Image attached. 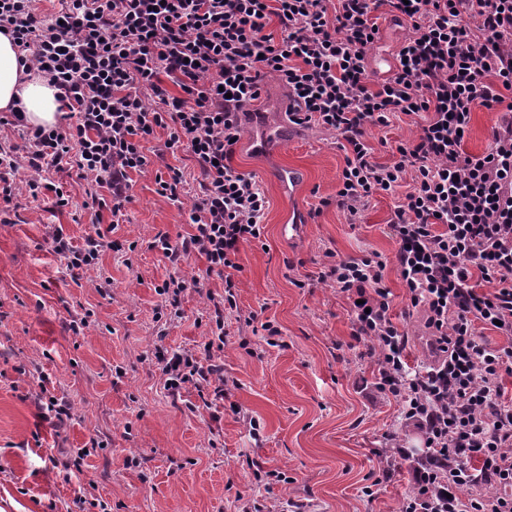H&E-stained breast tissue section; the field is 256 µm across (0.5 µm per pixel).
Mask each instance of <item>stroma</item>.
I'll list each match as a JSON object with an SVG mask.
<instances>
[{"label":"stroma","instance_id":"stroma-1","mask_svg":"<svg viewBox=\"0 0 512 512\" xmlns=\"http://www.w3.org/2000/svg\"><path fill=\"white\" fill-rule=\"evenodd\" d=\"M380 35L368 53L374 81L395 64L410 25L380 19ZM252 122L232 157L239 171L255 174L269 201L262 243L244 246L236 279L237 307L224 313V373L236 386L230 399L240 414L223 411L213 422L195 390L173 400L151 364L155 344L190 350L208 333L201 320L206 293L220 296L224 283L207 261L190 256L181 270L204 291L181 299L180 316L156 317L164 299L158 286L173 275L151 246L156 234L179 240L190 230L183 210L155 192L154 172L133 177L128 219L101 224L107 240L135 243L134 251L104 249L100 275L73 283L58 271L48 235L62 228L81 245L83 225L46 202L25 200L20 219L0 223V512H241L258 499L269 512H285L302 500L313 512H400L406 475L374 485L378 467L371 450L397 430L396 402L362 391L376 358L352 345L348 299L317 277L330 256L378 254L386 264L392 313L409 336L410 359L426 361L425 313L407 305L396 270L397 245L387 224L395 199L376 194L357 220L336 207L344 166L335 132L310 127L258 152L250 144ZM297 169L300 181L284 193L278 173ZM304 219L293 241L280 235L289 212ZM89 316L82 335L67 331L74 317ZM282 331L269 346L262 322ZM48 389L68 401L73 418L61 428L43 419L38 394ZM260 424L259 438L249 434ZM105 448L88 457L78 481L59 471L72 448L90 441ZM137 458L139 467H126ZM284 473L281 482L256 480V467ZM87 486L86 504L75 501ZM373 486V495L363 492Z\"/></svg>","mask_w":512,"mask_h":512}]
</instances>
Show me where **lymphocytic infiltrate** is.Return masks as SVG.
<instances>
[{
    "label": "lymphocytic infiltrate",
    "instance_id": "f902f5d3",
    "mask_svg": "<svg viewBox=\"0 0 512 512\" xmlns=\"http://www.w3.org/2000/svg\"><path fill=\"white\" fill-rule=\"evenodd\" d=\"M59 2L45 16L36 0H0V33L25 52L19 66L47 79L69 117L41 127L19 108L0 114L21 139L0 146V204L23 189L69 209L72 193L54 176L74 168L95 185L84 209H108L119 225L136 173L155 170L156 194L182 205L186 179L166 156H190L192 231L175 242L158 234L153 246L174 266L204 256L224 293L208 299L202 353L158 345L152 364L171 395L192 388L212 407L229 392L224 312L237 306L239 254L261 239L268 205L231 158L265 81L284 83L289 124L338 137L339 209L353 217L376 193L397 195L388 226L397 270L405 298L426 312L434 363L416 369L382 260L339 258L320 275L351 301L353 340L378 351L370 389L400 405L402 433L384 434L373 451L378 482L407 471L401 512H512V0ZM381 10L412 34L377 84L367 50ZM496 107L486 151L467 152L474 112ZM418 115V133L392 145V162L377 161L368 129ZM160 132L164 144L152 148ZM105 236L96 218L79 246L52 231L72 282L97 269ZM491 329L508 345L489 344Z\"/></svg>",
    "mask_w": 512,
    "mask_h": 512
}]
</instances>
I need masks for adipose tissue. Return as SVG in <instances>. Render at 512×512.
Returning a JSON list of instances; mask_svg holds the SVG:
<instances>
[{
    "mask_svg": "<svg viewBox=\"0 0 512 512\" xmlns=\"http://www.w3.org/2000/svg\"><path fill=\"white\" fill-rule=\"evenodd\" d=\"M18 54L10 39L0 34V111H7L13 100L18 99L29 123L52 125L59 110L55 90L38 75L21 77Z\"/></svg>",
    "mask_w": 512,
    "mask_h": 512,
    "instance_id": "1",
    "label": "adipose tissue"
}]
</instances>
